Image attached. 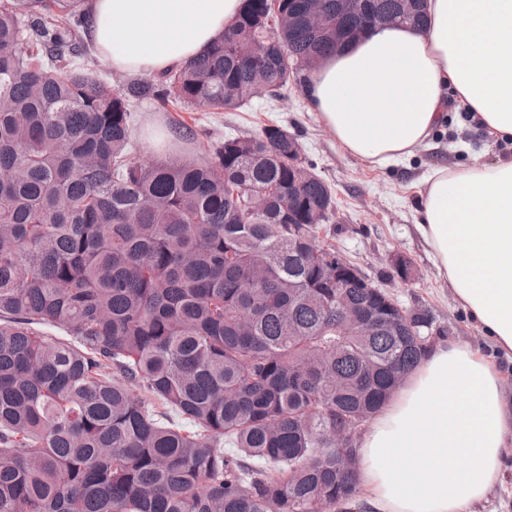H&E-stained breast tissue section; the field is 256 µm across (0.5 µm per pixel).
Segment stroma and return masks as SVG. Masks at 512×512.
Listing matches in <instances>:
<instances>
[{
    "instance_id": "35a3bbf8",
    "label": "stroma",
    "mask_w": 512,
    "mask_h": 512,
    "mask_svg": "<svg viewBox=\"0 0 512 512\" xmlns=\"http://www.w3.org/2000/svg\"><path fill=\"white\" fill-rule=\"evenodd\" d=\"M178 122L205 130L213 141L227 133L250 134L272 122L286 127L301 143L306 162L332 190L336 214L332 224L323 229V238L335 244L343 256L357 263L369 280L403 307L428 310L435 326L443 329L444 340L487 347V340L455 301L415 232L417 199L410 187L416 176L438 162L460 167L476 159L493 160L497 149L486 145L480 133L467 132L462 139L468 147L463 150L457 146L461 137L454 129H446L439 134L436 147L421 150L411 166L371 170L338 147L311 112L305 92L295 86L283 100L270 103L256 99L237 112H197L141 104L134 128L140 159H156L150 136ZM395 252L412 259L416 269L413 281L391 277L388 257Z\"/></svg>"
}]
</instances>
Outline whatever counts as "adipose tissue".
<instances>
[{
  "mask_svg": "<svg viewBox=\"0 0 512 512\" xmlns=\"http://www.w3.org/2000/svg\"><path fill=\"white\" fill-rule=\"evenodd\" d=\"M426 23L366 30L310 77V105L368 168L411 162L444 130L448 104L501 152L466 168L431 165L415 226L456 301L493 346H433L356 443L367 512H476L504 490L512 398V0H425ZM87 36L112 70L152 76L202 54L242 0H91Z\"/></svg>",
  "mask_w": 512,
  "mask_h": 512,
  "instance_id": "1",
  "label": "adipose tissue"
}]
</instances>
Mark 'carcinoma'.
Wrapping results in <instances>:
<instances>
[{
  "mask_svg": "<svg viewBox=\"0 0 512 512\" xmlns=\"http://www.w3.org/2000/svg\"><path fill=\"white\" fill-rule=\"evenodd\" d=\"M288 3L246 0L189 64L114 85L86 63L84 0H0V512H349L357 477L324 434L361 431L431 316L361 336L336 313L338 252L306 222L332 191L313 175L288 223L287 129L154 162L133 133L142 102L236 111L304 86L336 39L288 27Z\"/></svg>",
  "mask_w": 512,
  "mask_h": 512,
  "instance_id": "cac0c4a2",
  "label": "carcinoma"
}]
</instances>
